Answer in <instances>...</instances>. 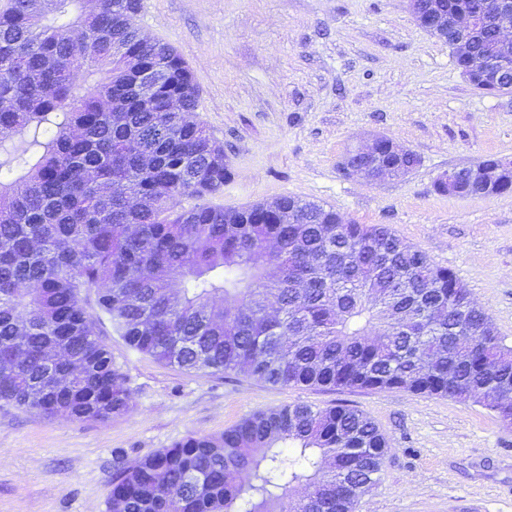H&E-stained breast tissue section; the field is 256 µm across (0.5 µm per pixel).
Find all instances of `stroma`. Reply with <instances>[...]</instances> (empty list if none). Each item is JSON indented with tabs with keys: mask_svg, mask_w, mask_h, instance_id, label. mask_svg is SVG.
Wrapping results in <instances>:
<instances>
[{
	"mask_svg": "<svg viewBox=\"0 0 512 512\" xmlns=\"http://www.w3.org/2000/svg\"><path fill=\"white\" fill-rule=\"evenodd\" d=\"M137 23L178 50L200 88L198 117L230 169L214 204L294 196L389 225L452 269L512 346V193L461 198L433 187L451 168L512 161V94L474 89L403 0H143ZM374 134L412 150L420 167L377 182L344 174L345 150ZM106 342L132 392L128 412L50 420L0 400V512H108L116 455L134 462L292 403L353 407L385 434L380 480L354 512H512V425L483 406L271 386Z\"/></svg>",
	"mask_w": 512,
	"mask_h": 512,
	"instance_id": "1",
	"label": "stroma"
}]
</instances>
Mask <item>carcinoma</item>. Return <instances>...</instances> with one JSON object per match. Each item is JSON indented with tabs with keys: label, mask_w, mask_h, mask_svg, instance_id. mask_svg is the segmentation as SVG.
I'll return each mask as SVG.
<instances>
[{
	"label": "carcinoma",
	"mask_w": 512,
	"mask_h": 512,
	"mask_svg": "<svg viewBox=\"0 0 512 512\" xmlns=\"http://www.w3.org/2000/svg\"><path fill=\"white\" fill-rule=\"evenodd\" d=\"M12 0L0 14V399L106 421L132 393L102 339L186 371L273 386L471 401L512 424V347L455 273L386 224L292 196L226 209L224 146L142 0ZM457 67L458 32L446 28ZM500 69L469 75L511 94ZM379 161L409 158L390 142ZM495 194L512 192L496 158ZM67 348L76 372L53 361ZM387 438L366 413L289 404L217 437L115 458L112 512H352ZM299 487L307 493L296 498Z\"/></svg>",
	"instance_id": "cac0c4a2"
}]
</instances>
